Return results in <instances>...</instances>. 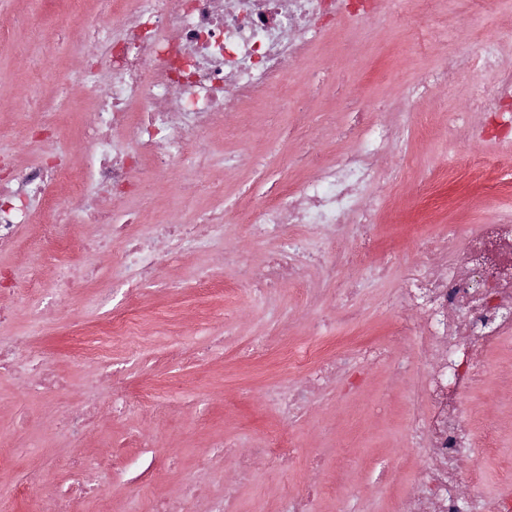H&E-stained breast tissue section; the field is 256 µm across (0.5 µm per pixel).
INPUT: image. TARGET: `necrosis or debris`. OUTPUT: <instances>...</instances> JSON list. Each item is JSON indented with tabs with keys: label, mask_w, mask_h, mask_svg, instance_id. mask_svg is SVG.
<instances>
[{
	"label": "necrosis or debris",
	"mask_w": 512,
	"mask_h": 512,
	"mask_svg": "<svg viewBox=\"0 0 512 512\" xmlns=\"http://www.w3.org/2000/svg\"><path fill=\"white\" fill-rule=\"evenodd\" d=\"M376 0H106L114 23L112 37L85 34L74 54L98 44L95 64L70 81L96 107L82 126L92 153L79 166L65 159L40 158L0 180V250L13 248L31 223L42 236L56 239L72 222L71 204L81 202L83 221L110 228L124 243L112 263L113 286L159 273L150 244L133 230L137 217L125 208L140 192L139 177L160 174L179 157L196 162L208 176L212 160L202 140L225 129L229 116L273 97L289 67L301 64L332 23L370 14ZM481 110L496 120L497 151L459 156V176L487 193L501 192L499 170L512 166V71H498L493 94ZM395 134L380 122L361 131L350 149L324 160L318 140L290 158L291 166L315 170L297 188L281 187L262 202L243 197L237 204L249 237L281 238L280 249L243 275L255 287L291 286L301 291L307 274L341 282L343 296L358 292L342 281L349 257L367 249L373 238L375 208L369 189L379 157ZM107 195L111 208L98 206ZM326 231L334 259L311 255L309 236ZM403 311L394 339L411 341L414 353L446 345L448 354L427 373L422 394L429 404L421 418L424 478L418 489L419 512H460L458 461L470 445L461 395L476 385L487 355L512 333V214L498 223L449 230L443 245L426 248L410 265L397 298ZM288 361L302 368L308 385L339 372L348 360L326 361L315 346L292 348ZM295 444L283 435L278 446L241 453L225 449L238 481L249 479L254 462L280 465L293 458Z\"/></svg>",
	"instance_id": "1"
}]
</instances>
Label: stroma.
<instances>
[{
	"instance_id": "obj_1",
	"label": "stroma",
	"mask_w": 512,
	"mask_h": 512,
	"mask_svg": "<svg viewBox=\"0 0 512 512\" xmlns=\"http://www.w3.org/2000/svg\"><path fill=\"white\" fill-rule=\"evenodd\" d=\"M108 22L104 0H85L75 9L63 0L55 5L0 0V156L10 169L32 164L51 149L76 165L90 153L79 125L91 112V102L83 96L61 101L60 84L85 64L67 53L65 41L78 37L83 26ZM449 42L459 44L464 66L490 53L500 67L512 69V0H484L477 10L469 0H439L429 21L410 0H382L371 18L336 31L303 65L289 70L274 101L233 119L232 133L217 132L207 142L216 159L210 177L223 182L227 200H234L249 186L267 142H276L284 157L302 148L296 110L313 92L305 81L309 70L336 88L333 112L313 113L306 130L322 139L327 157L349 145L336 137L335 127L361 129L378 120L393 126L397 139L379 159L371 188L377 225L368 264L344 271L360 284L353 300L337 299L335 287L312 276L302 295L286 287L269 294L243 284L219 301L215 285L234 276L224 265V251L245 234L244 225L228 215L208 231L206 246L176 258H166L164 240H156L162 276L115 293L114 305L132 307L138 316L130 337L113 339L112 359L106 362L83 354L75 326L105 322L108 310L97 294L108 284L104 272L117 247L98 255L101 274L71 294L66 313L46 308L27 282L35 272L45 289L55 288L68 271L69 253L41 241L37 227L13 250L0 251V272L21 285L0 295V343L43 356L68 381L66 392L44 395L20 379L0 377V497L9 498L12 512H29L27 500L11 496L15 482L44 473L38 493L44 503H52L68 487L76 457L98 487L76 512H103L107 506L112 512H150L153 500L177 497L192 486L204 489L198 512H211L233 476L222 446L258 447L286 429L298 444L289 468L257 464L237 487L235 512H287L289 495L309 481L336 487L335 494L316 499V512H335L340 496L350 498L352 512H402L423 476L411 424L424 411L420 378L433 360L417 356L408 380L393 377L404 346L389 337L396 314L385 311L383 302L396 296L424 244L448 227L473 229L512 210V191L488 199L480 186L453 173L456 155L488 148L479 138L460 141L446 132L452 112L468 113L477 126L487 121L469 76H462L452 93L409 96L438 67ZM50 117L57 121L51 140H32ZM190 173L188 163L179 161L143 188L135 205L140 215L136 232L152 235L155 225L188 218L191 209L210 205V197L199 195L192 208L184 207L180 184ZM426 184L431 187L427 195L422 192ZM379 265L386 266L385 277L376 274ZM210 306L215 309L210 320L199 322L198 309ZM319 320L328 327L321 337L311 329ZM303 343L320 344L325 358L347 355L351 362L312 392L288 424L265 393L300 384L303 375L289 366L286 353ZM362 344L378 348L379 358L371 363L352 359ZM110 370L131 398L151 391L163 413L141 406L116 420L105 412L80 439L63 434L58 423L66 410L87 400H107L102 376ZM461 406L472 446L459 469L462 478L480 477L483 499L468 512H483L485 501L512 487L505 473L512 461V336L488 357L484 379L463 395ZM492 433L497 446L489 451L484 442ZM122 444L130 472L100 468L101 453ZM314 458L321 461L315 472L308 468Z\"/></svg>"
}]
</instances>
